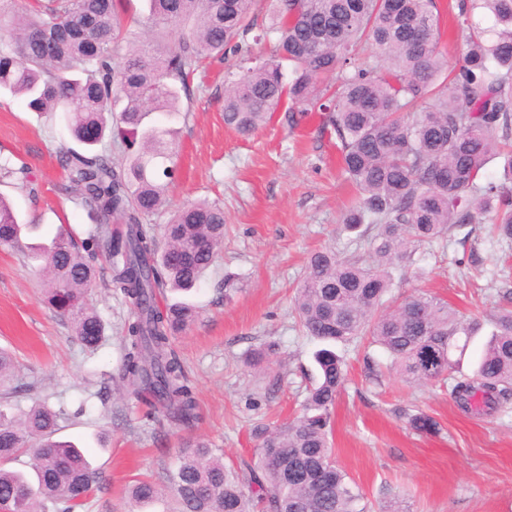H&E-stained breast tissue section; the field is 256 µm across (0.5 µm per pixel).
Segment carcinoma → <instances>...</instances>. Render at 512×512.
Wrapping results in <instances>:
<instances>
[{
  "label": "carcinoma",
  "instance_id": "obj_1",
  "mask_svg": "<svg viewBox=\"0 0 512 512\" xmlns=\"http://www.w3.org/2000/svg\"><path fill=\"white\" fill-rule=\"evenodd\" d=\"M148 2L145 24L160 36L123 52L127 0H0V94L23 97L31 112L62 114L78 144L59 157L63 190L79 193L96 224L79 244L63 225L50 243H33L38 225L20 220L0 196V245L39 262L47 302L70 320L74 337L94 348L105 336L89 301L97 277L91 256L103 243L111 287L131 306L122 336L125 393L175 424L197 419L196 397L171 350L196 311L160 300L194 288L213 264L224 210L187 202L162 226L142 222L169 204L177 172L172 132L151 116L179 112L202 61L237 52L257 29L254 40L272 43L270 55L247 57L225 74L224 125L249 135L287 102L321 113L358 192L343 224L376 229L369 263L332 249L311 255L294 295L303 332L329 344L366 340L404 382L451 384L465 412L507 409L512 308L492 320L475 368L464 373L460 361L480 321L436 295H410L392 309L385 297L417 251L455 224L490 223L512 241V0H455L467 50L452 71L438 50L436 0H274L268 27L258 24L257 0ZM486 11L492 39L474 22ZM365 43L375 47L376 61L360 58ZM333 74L339 88L330 95L323 81ZM112 137L120 158L98 150ZM492 157L503 161L498 178L483 173ZM112 219L123 228L105 227ZM315 362L318 380L300 414L255 431L257 460L226 465L208 442L182 443L168 477L176 512H369L330 441L345 359L322 348ZM57 418L43 404L19 417L0 410V507L74 512L98 484L79 448L53 440ZM408 424L418 433L439 431L423 413ZM24 449L33 454V482L5 467ZM159 493L156 483L137 479L129 499L139 508Z\"/></svg>",
  "mask_w": 512,
  "mask_h": 512
}]
</instances>
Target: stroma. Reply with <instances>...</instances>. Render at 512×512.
Wrapping results in <instances>:
<instances>
[{"instance_id":"stroma-1","label":"stroma","mask_w":512,"mask_h":512,"mask_svg":"<svg viewBox=\"0 0 512 512\" xmlns=\"http://www.w3.org/2000/svg\"><path fill=\"white\" fill-rule=\"evenodd\" d=\"M237 56L207 60L191 77L179 115L154 114L174 131L178 179L171 205L186 200L224 209V244L197 288L168 298L193 305L197 318L176 336L200 419L186 431L148 416L119 386L122 335L130 307L108 279L92 304L107 326L94 349L72 335L68 320L45 303L42 278L21 253L0 247V349L16 370L0 409L44 403L58 412L56 439L82 448L101 479L75 512H129L127 488L148 477L163 490L144 512H171L167 475L178 464L180 439H202L228 464L254 457L256 426H277L298 412L316 381L319 341L295 322V288L310 255L331 248L370 256L369 236L343 232L356 192L343 176L333 141L316 112L280 111L254 134L224 124V72ZM74 142L60 119L0 97V158L26 167L30 189L1 182L0 194L20 219L42 233L67 224L84 238L94 226L78 193L62 191L59 157ZM237 290L226 294V278ZM431 292L467 316L488 320L512 306V242L490 237L484 224L453 225L445 240L422 248L395 296ZM276 343L262 362L249 352ZM348 377L332 415L338 464L373 507L404 499L410 512H512V408L485 417L463 412L449 390L405 383L379 348L342 346ZM440 425L419 434L410 415Z\"/></svg>"}]
</instances>
